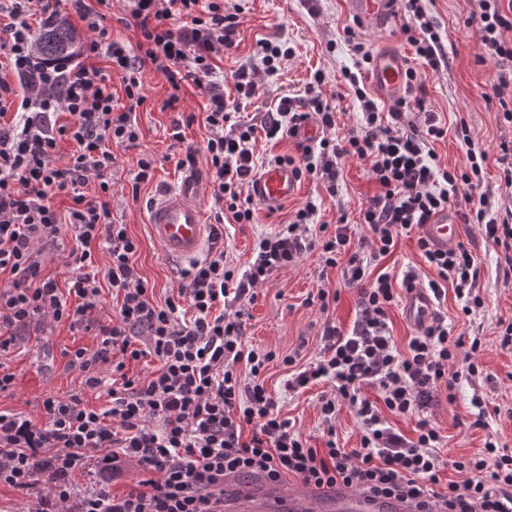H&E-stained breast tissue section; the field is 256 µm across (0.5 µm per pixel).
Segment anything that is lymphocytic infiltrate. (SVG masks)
<instances>
[{"label":"lymphocytic infiltrate","mask_w":512,"mask_h":512,"mask_svg":"<svg viewBox=\"0 0 512 512\" xmlns=\"http://www.w3.org/2000/svg\"><path fill=\"white\" fill-rule=\"evenodd\" d=\"M141 38L130 46L113 39L105 25L112 0H0V392L11 388L15 375L4 362L16 338L15 329L49 316L77 326L90 322L103 289L115 291L118 313L100 326V347L94 354L79 348L71 366L86 372L90 389L107 386L111 405L98 411L79 395L47 397L46 420L0 411V485L19 492L46 485L37 512H224L226 477L251 472L277 482L287 476L305 485L342 486L373 498L405 500L418 512H512V450L486 442L481 453L459 460L444 458L442 435L423 417L438 387L454 391L461 375L478 373L480 338H452L441 314L412 336L399 351L390 331L388 312L399 291L418 287V277L405 270L401 280L390 272L371 276L373 266L391 254L401 235L418 231L437 214L451 211L465 224H480L484 238L502 251L504 273L512 274V202H496L483 192L486 149L476 146L466 123L457 135L465 144L462 170L442 166L430 148L445 130L435 113L421 111L408 123L407 100L389 111L360 85L348 80L362 106L363 127L339 143L321 139L318 147L299 145L303 174L335 186L343 158L369 161L378 193L362 208L367 235L351 241L346 216L333 233L311 237L314 203L299 208L277 234L260 240L243 274L224 262V250L212 247L205 260L185 274V284L164 301L138 270V241L112 214L114 147L137 146L139 128L133 114L145 101L144 67H152L170 84L166 102L174 107L179 92L192 85L205 100L203 121L209 133L206 164L212 184L216 229L225 217L234 223L254 219L251 198L242 188L251 182L255 162L251 141L257 128L238 120L224 97V82L215 59L235 45L238 22L220 0H123ZM411 21L402 32L415 49L418 66L437 70L447 62L442 38L425 0H404ZM74 11L90 37L77 57L43 60L33 52L34 22L50 23L62 11ZM184 19L173 28L174 19ZM475 24L483 55L512 62V0H479L469 18ZM107 58L110 67L91 65ZM122 75L125 103L115 105L110 72ZM67 115L59 123V115ZM323 128L335 125L334 108L320 95L281 99L265 113L267 138L291 134L311 115ZM76 144L67 162L57 155L59 140ZM93 195H86L88 184ZM70 196L68 217L57 213L55 196ZM73 245L67 263L73 273L66 287L44 272L43 254L34 240L60 251L62 228ZM106 245L110 263L104 276L95 272L94 248ZM418 246L437 276L427 288L441 298L453 286L464 314L481 305L476 292L479 268L465 244L441 251L426 238ZM318 251L325 267L347 256L345 278L357 288L356 316L349 330L326 325L321 348L303 367L293 356L283 362L293 372L286 392L312 383H326L320 410L324 422L336 418L339 403L355 409L362 430L359 447H339L328 437L324 447H309L281 416L259 374L274 352L246 345L243 313L235 304L250 295L272 271L288 266L304 252ZM159 361L146 376L126 373V363L145 356ZM109 365L110 382L96 374ZM247 375H240L238 365ZM377 397H365V389ZM418 414L415 437L394 429L389 416ZM104 449L101 472L134 461L144 477L136 488L116 497L107 484L77 487L75 471L85 467L89 451ZM465 474L439 491L445 470Z\"/></svg>","instance_id":"1"}]
</instances>
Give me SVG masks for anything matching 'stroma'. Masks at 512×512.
<instances>
[{
	"label": "stroma",
	"instance_id": "obj_1",
	"mask_svg": "<svg viewBox=\"0 0 512 512\" xmlns=\"http://www.w3.org/2000/svg\"><path fill=\"white\" fill-rule=\"evenodd\" d=\"M477 9V0H434L430 12L439 26L448 63L436 71L420 68L417 85L409 92L410 97L423 99L425 108L436 112L445 124L447 136L431 142L430 147L442 165L451 169L462 168L466 162V147L454 134L458 122L467 123L474 143L489 154H497L501 142L512 141V122L505 121L496 105L486 100L504 65L498 60H478L480 42L475 27L467 23ZM224 10L237 14L239 25L236 44L225 53L217 72L224 75L228 86L233 83L234 72H254L257 94L252 102L241 103L239 108L242 121L251 124H260L264 113L276 110L283 98H305L315 73L319 72L324 77L319 90L336 108V126L327 130V137L341 139L361 127L362 110L345 77L346 71L356 70L359 62L344 39L347 27H354L358 42L369 52L389 43L407 58L415 56L413 46L401 33L406 16H398L396 25L381 34L355 26L343 0H224ZM264 40L284 43L293 51L272 76L263 71L259 44ZM143 80L147 100L135 114L141 147L116 151L112 212L119 222L126 224L129 235L139 240L136 265L154 286L156 297L162 298L178 287L180 272L188 264L164 257L149 232V207L160 190L179 184L185 170L178 167V160L184 158L188 147H201L208 132L198 118L204 100L194 88H187L178 108L170 110L163 106L170 94L166 79L148 69ZM190 114L195 115V122L184 128L182 140H174V121ZM142 149L155 155L158 164L153 182L136 192L132 183ZM376 192L369 162L356 158L342 159L336 194H329L322 180L302 176L300 194L295 200L273 212L256 207L251 224L225 223L224 257L231 265L246 267L259 240L281 230L309 200L317 206L311 225L313 233L335 229L338 217L344 215L354 238H362L366 231L359 223V212ZM460 240L471 245L480 268L478 293L482 307L472 315H463L454 291L449 289L436 309L447 318L453 336L480 337L482 346L477 363L482 374L459 379L454 400H447L445 390H438L423 413L444 437L442 455L452 458L472 456L489 440L512 448V346L501 344L502 326L512 322V278H504L499 266L501 250L484 241L479 225H461ZM321 289L339 295L338 301L325 312L309 302L310 295ZM356 300V291L344 283L342 267L325 268L318 252L311 251L272 272L256 286L253 299L238 304L244 313V338L248 346L277 354L262 373L267 390L278 398L282 414L292 420L295 431L314 448L324 447L331 430L341 447H358L361 430L355 412L348 405H340L333 425H325L320 414L321 387L314 386L299 394L285 393L283 384L288 369L281 358L291 354L302 363L313 359L321 347L320 337L326 323L351 326ZM115 313L116 302L111 291L106 290L89 326L72 330L67 324L47 319L18 330L17 344L5 358L15 381L11 391L0 393V411L21 414L39 423L43 420L45 396L76 392L82 394L91 408L108 407L106 392L85 390L83 372L70 366L69 360L75 349L82 348L90 354L98 349V327L109 323ZM476 395L484 398V408L473 406L472 398ZM481 410L486 416L484 425L479 426L475 420Z\"/></svg>",
	"mask_w": 512,
	"mask_h": 512
}]
</instances>
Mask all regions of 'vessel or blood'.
Masks as SVG:
<instances>
[{
	"label": "vessel or blood",
	"mask_w": 512,
	"mask_h": 512,
	"mask_svg": "<svg viewBox=\"0 0 512 512\" xmlns=\"http://www.w3.org/2000/svg\"><path fill=\"white\" fill-rule=\"evenodd\" d=\"M346 9L358 24L386 30L398 15L399 0H345ZM408 61L397 49L380 46L372 61L369 81L380 99L396 102L407 94ZM203 180L188 173L173 189L161 191L149 212V229L166 258L195 259L203 250L208 226L202 211ZM300 182L294 166L274 163L264 167L251 184L253 200L268 210L297 198ZM422 232L434 248L447 250L456 245L459 227L448 215L423 225ZM406 319L417 326L426 324L434 313L426 289L409 293L404 309ZM225 512H415L406 501L371 498L359 492L317 489L267 481L263 475L251 480L248 490L224 489Z\"/></svg>",
	"instance_id": "1"
}]
</instances>
